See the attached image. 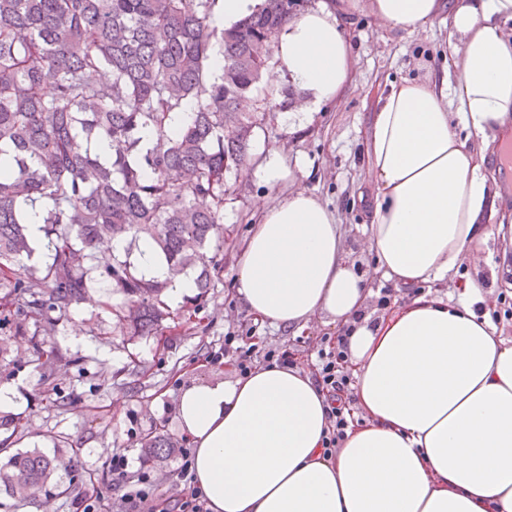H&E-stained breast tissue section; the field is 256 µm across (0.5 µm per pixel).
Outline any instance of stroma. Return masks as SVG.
<instances>
[{
	"mask_svg": "<svg viewBox=\"0 0 512 512\" xmlns=\"http://www.w3.org/2000/svg\"><path fill=\"white\" fill-rule=\"evenodd\" d=\"M346 34L354 67L341 100L290 118L273 110L257 133L249 164L232 179L224 203L222 261L205 296L193 294L170 304V319L151 335L131 337L115 317L124 294L105 295L98 277L86 300L63 313L50 311L49 325L37 339L17 335L14 321L0 323V386L14 387L19 394L15 409L0 411V440L15 452L40 443L47 456L71 466L72 494H59L51 483L37 491L50 512H75L74 492L89 486L90 476L106 475L119 449L129 459L127 485L149 479L159 503L189 498L192 483L178 476L180 454L153 463L143 456L140 441L151 432L180 438L179 392L192 381L224 378L225 338L251 350L255 365L263 364L267 351L290 349L296 366L308 370L322 341L335 339V327L320 317L298 334L255 322L239 304L233 281L257 198L274 203L298 188L336 210L352 260L366 270L373 266L363 248L368 217L358 202L359 192L367 188L369 113L385 81L436 75L447 27L439 20L408 35L379 25L362 8L347 19ZM274 150L290 161L291 174L271 186L259 167ZM116 392L123 399L118 406L112 403Z\"/></svg>",
	"mask_w": 512,
	"mask_h": 512,
	"instance_id": "obj_1",
	"label": "stroma"
}]
</instances>
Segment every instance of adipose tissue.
Returning a JSON list of instances; mask_svg holds the SVG:
<instances>
[{
  "label": "adipose tissue",
  "instance_id": "1",
  "mask_svg": "<svg viewBox=\"0 0 512 512\" xmlns=\"http://www.w3.org/2000/svg\"><path fill=\"white\" fill-rule=\"evenodd\" d=\"M363 4L409 34L448 19L439 78L390 82L366 139V248L409 299L369 309L370 279L314 194L259 206L235 294L272 326L299 333L323 316L342 329L355 415L329 455L328 398L309 371L261 365L184 386L177 419L210 512H512V340L474 309L499 278L484 263L500 202L486 154L489 132L512 128V0H322L283 25L264 83L296 84L302 112L340 98L353 71L343 21ZM129 250L174 301L190 294L151 239L113 240V255ZM465 259L475 275L455 303L429 291Z\"/></svg>",
  "mask_w": 512,
  "mask_h": 512
}]
</instances>
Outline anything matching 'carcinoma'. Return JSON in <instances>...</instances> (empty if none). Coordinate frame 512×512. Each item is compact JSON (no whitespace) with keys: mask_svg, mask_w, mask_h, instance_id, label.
<instances>
[{"mask_svg":"<svg viewBox=\"0 0 512 512\" xmlns=\"http://www.w3.org/2000/svg\"><path fill=\"white\" fill-rule=\"evenodd\" d=\"M218 0H0V309L16 324L47 322L48 308L82 300L95 261L112 240L150 238L176 274L195 271L212 287L208 251L224 248L226 178L246 165L271 99L294 102L287 85L262 93L274 53L256 54L309 0H264L229 29L216 22ZM220 76L210 74L215 54ZM195 105L188 122L164 134L170 113ZM159 130L146 147L141 132ZM88 147L75 148L77 139ZM111 148L104 160L89 144ZM42 206L49 251L32 258L22 207ZM106 287L135 305L118 315L133 336L152 334L166 315L167 284L112 258ZM151 461L179 444L148 435ZM68 474L38 450L0 467L11 497Z\"/></svg>","mask_w":512,"mask_h":512,"instance_id":"obj_1","label":"carcinoma"}]
</instances>
